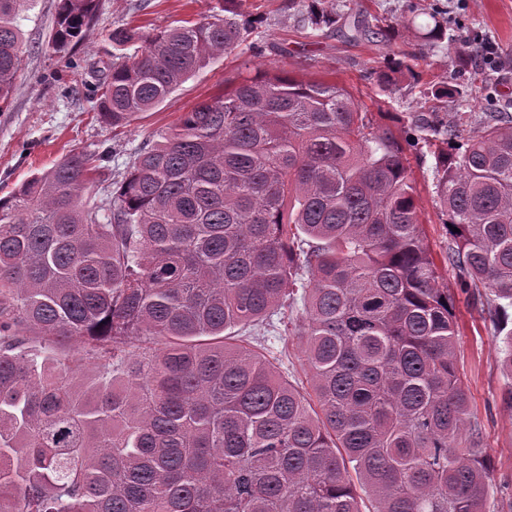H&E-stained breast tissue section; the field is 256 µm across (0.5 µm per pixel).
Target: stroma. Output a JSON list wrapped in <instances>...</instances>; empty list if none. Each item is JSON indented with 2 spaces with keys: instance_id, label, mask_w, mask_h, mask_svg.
I'll use <instances>...</instances> for the list:
<instances>
[{
  "instance_id": "stroma-1",
  "label": "stroma",
  "mask_w": 512,
  "mask_h": 512,
  "mask_svg": "<svg viewBox=\"0 0 512 512\" xmlns=\"http://www.w3.org/2000/svg\"><path fill=\"white\" fill-rule=\"evenodd\" d=\"M301 0H245L249 13L264 24L250 45L216 60L184 82L163 104L120 130L102 124L92 110L93 91L112 61L110 35L118 27L143 32L210 21L220 15V0H96L94 17L81 41L67 54L46 51L56 17V0H36L18 19L25 39L22 70L9 108L0 112V197L9 195L28 176L46 170L75 151L108 150L113 177H120L138 150L181 112L223 93L226 86L259 70L282 69L304 79L335 83L351 91L371 111L374 121L390 127L398 140L407 133L400 120L412 112L443 107L432 86L453 82L466 88L467 101L446 106L449 112H492L512 104V0H332L333 29L312 31L299 24ZM439 11L449 25L464 24L477 44L465 64L455 60L450 43L424 41L418 28ZM392 25V43L352 39L357 17ZM497 47L495 63H487L483 47ZM416 54V75L398 76L385 88L381 76L390 58ZM416 186L425 243L442 285H454L456 274L446 262L451 242L434 196L435 159L427 148H406ZM457 365L468 388L469 413L482 429V452L489 472V512H512V409L501 403L507 386L501 368L503 343L479 298L456 296ZM268 354L288 379L307 383L302 346L286 336L283 324L266 334Z\"/></svg>"
}]
</instances>
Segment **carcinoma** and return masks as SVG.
<instances>
[{
  "mask_svg": "<svg viewBox=\"0 0 512 512\" xmlns=\"http://www.w3.org/2000/svg\"><path fill=\"white\" fill-rule=\"evenodd\" d=\"M0 0V111L21 70ZM96 0H58L66 52ZM304 0L314 29L336 23ZM112 31L93 110L112 129L161 105L263 21ZM425 39L454 40L434 13ZM391 41L353 22V38ZM390 73L414 72L403 59ZM434 146L435 202L457 285L484 289L512 379V114L461 129L410 121ZM109 152L75 151L0 198V512H486L467 420L454 294L424 243L404 148L349 90L279 72L195 104L142 148L112 194ZM458 231H453V228ZM303 302L310 401L239 330ZM66 346L70 354L54 357ZM105 369L88 382L90 361ZM466 447H460L463 437Z\"/></svg>",
  "mask_w": 512,
  "mask_h": 512,
  "instance_id": "1",
  "label": "carcinoma"
}]
</instances>
